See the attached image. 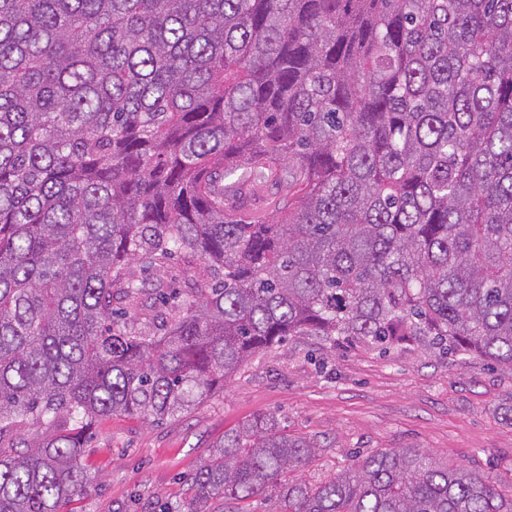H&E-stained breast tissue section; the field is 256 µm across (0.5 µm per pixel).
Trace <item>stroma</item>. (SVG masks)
<instances>
[{"label": "stroma", "instance_id": "1", "mask_svg": "<svg viewBox=\"0 0 512 512\" xmlns=\"http://www.w3.org/2000/svg\"><path fill=\"white\" fill-rule=\"evenodd\" d=\"M200 264L176 258L143 273L144 286L119 305L149 332L161 311L152 290L181 298ZM259 413L278 416L289 435L317 454L301 474L316 484L352 456L421 448L482 474L497 489L512 483V368L468 354L442 357L428 338L380 352L318 336H295L255 356L223 387L176 419L151 424L117 413L88 431L82 459L92 486L68 512H182L188 478L225 431Z\"/></svg>", "mask_w": 512, "mask_h": 512}]
</instances>
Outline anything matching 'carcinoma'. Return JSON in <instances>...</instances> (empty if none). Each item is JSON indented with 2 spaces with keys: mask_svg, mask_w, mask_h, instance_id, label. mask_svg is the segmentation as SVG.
<instances>
[{
  "mask_svg": "<svg viewBox=\"0 0 512 512\" xmlns=\"http://www.w3.org/2000/svg\"><path fill=\"white\" fill-rule=\"evenodd\" d=\"M175 256L196 287L133 330L116 289ZM289 336L512 366V0H0V434L49 429L0 449V512H63L92 421L173 418ZM315 453L257 415L189 512H512L418 448L290 477ZM46 426L38 424L23 423L21 428L14 431L4 438L1 437L0 446L6 450L10 448H24L25 443H30L38 435L45 432Z\"/></svg>",
  "mask_w": 512,
  "mask_h": 512,
  "instance_id": "obj_1",
  "label": "carcinoma"
}]
</instances>
